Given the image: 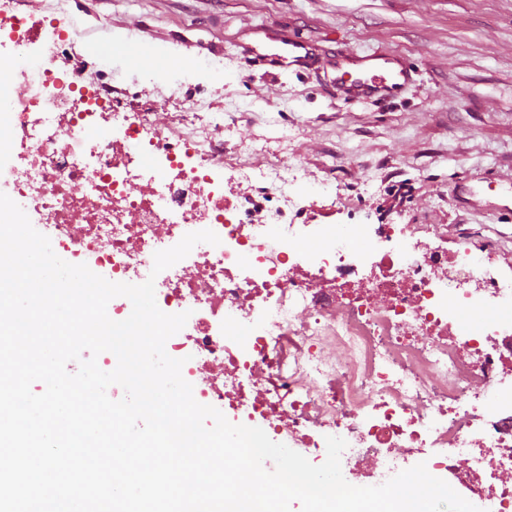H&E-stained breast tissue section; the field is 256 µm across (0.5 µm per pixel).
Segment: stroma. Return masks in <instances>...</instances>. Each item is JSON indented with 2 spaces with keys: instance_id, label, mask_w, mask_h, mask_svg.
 <instances>
[{
  "instance_id": "1",
  "label": "stroma",
  "mask_w": 512,
  "mask_h": 512,
  "mask_svg": "<svg viewBox=\"0 0 512 512\" xmlns=\"http://www.w3.org/2000/svg\"><path fill=\"white\" fill-rule=\"evenodd\" d=\"M85 34L63 64L109 81L124 44L142 68L193 73L181 101L116 87L125 110L173 136L192 102L223 113L215 132L236 170L301 164L336 182L338 224H405L423 243L468 244L512 275V0H71ZM320 53L390 52L412 71L390 101L337 100L322 72L252 63L257 31Z\"/></svg>"
}]
</instances>
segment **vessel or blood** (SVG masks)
I'll return each instance as SVG.
<instances>
[{
    "label": "vessel or blood",
    "instance_id": "1",
    "mask_svg": "<svg viewBox=\"0 0 512 512\" xmlns=\"http://www.w3.org/2000/svg\"><path fill=\"white\" fill-rule=\"evenodd\" d=\"M255 59H268L276 65L290 67L321 66L331 73L330 86L337 98L346 102L389 100L398 97L410 81V72L395 54H358L338 51L327 60H320L311 44L298 38L283 40L271 54L260 47H251Z\"/></svg>",
    "mask_w": 512,
    "mask_h": 512
}]
</instances>
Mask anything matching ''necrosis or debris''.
Returning a JSON list of instances; mask_svg holds the SVG:
<instances>
[{
  "mask_svg": "<svg viewBox=\"0 0 512 512\" xmlns=\"http://www.w3.org/2000/svg\"><path fill=\"white\" fill-rule=\"evenodd\" d=\"M42 30V66L19 74ZM80 30L69 0L35 24L0 0V192L71 263L113 282L154 279L158 307L188 313L166 351L201 374L197 402L263 421L314 464L326 459L320 438H343L342 463L371 485L422 462L481 512H512V277L397 224L321 222L336 204L331 179L307 195L297 167L226 173L210 113H190L174 139L112 91L150 83L177 101L185 69L144 70L124 49V73L89 81L57 65ZM241 181L253 191L227 196ZM202 230L219 245L154 272L156 251Z\"/></svg>",
  "mask_w": 512,
  "mask_h": 512,
  "instance_id": "obj_1",
  "label": "necrosis or debris"
}]
</instances>
